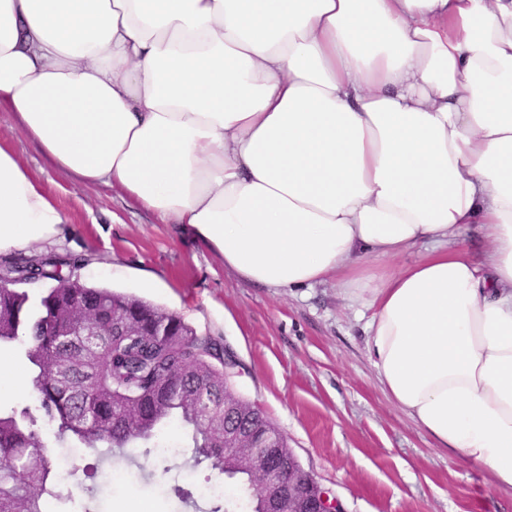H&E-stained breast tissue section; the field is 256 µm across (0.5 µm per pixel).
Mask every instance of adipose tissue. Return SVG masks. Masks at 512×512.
<instances>
[{
  "instance_id": "obj_1",
  "label": "adipose tissue",
  "mask_w": 512,
  "mask_h": 512,
  "mask_svg": "<svg viewBox=\"0 0 512 512\" xmlns=\"http://www.w3.org/2000/svg\"><path fill=\"white\" fill-rule=\"evenodd\" d=\"M1 110L247 282L341 275L389 399L512 489V0H0ZM66 221L0 145V251Z\"/></svg>"
}]
</instances>
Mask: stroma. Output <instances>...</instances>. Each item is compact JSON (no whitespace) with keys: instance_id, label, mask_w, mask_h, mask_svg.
I'll list each match as a JSON object with an SVG mask.
<instances>
[{"instance_id":"obj_1","label":"stroma","mask_w":512,"mask_h":512,"mask_svg":"<svg viewBox=\"0 0 512 512\" xmlns=\"http://www.w3.org/2000/svg\"><path fill=\"white\" fill-rule=\"evenodd\" d=\"M0 144L35 174L67 216L54 241L13 258L53 254L78 261L76 274L179 314L233 357L230 384L288 439L305 471L344 512H512V491L490 471L435 448L385 395L366 351L369 312L335 281L311 288H261L225 269L221 258L176 225L132 205L116 188L81 185L0 112ZM172 452L129 448L104 463L96 500L56 512H208V499L182 503L174 486L196 491L234 480L194 464L183 431Z\"/></svg>"}]
</instances>
